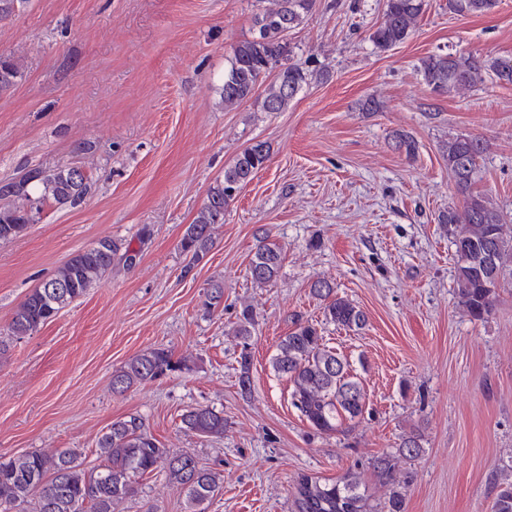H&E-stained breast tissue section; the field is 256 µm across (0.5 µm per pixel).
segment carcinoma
Here are the masks:
<instances>
[{"label": "carcinoma", "mask_w": 512, "mask_h": 512, "mask_svg": "<svg viewBox=\"0 0 512 512\" xmlns=\"http://www.w3.org/2000/svg\"><path fill=\"white\" fill-rule=\"evenodd\" d=\"M254 18L252 36L238 43L224 69L220 95L226 107L249 101L259 80L269 79L260 108L281 112L296 97L308 79L307 70L292 61L287 34L306 23L314 0H261ZM29 0H0V20L22 11ZM495 0H452L461 14L489 11ZM425 8V0H385L383 21L371 33L374 46L387 51L404 43ZM419 71L424 82L439 95H450L479 86L490 77L512 85V57L481 59L472 56L433 54L422 59ZM21 75L11 59H0V93L10 90ZM396 150L415 156L416 141L408 133L393 137ZM486 145L477 137L448 140L444 150L448 171L465 193L462 208L450 207L438 215V223L455 246L454 291L466 314L474 321L487 318L497 290L512 279V229L503 212L481 194L470 192ZM269 159L268 146L259 142L244 149L224 170L195 219L181 239V249L202 258L212 243L214 225L224 223V210L237 197L253 174ZM90 174L80 166L33 168L22 178L0 185V241H10L34 223L43 206L74 205L91 188ZM130 246H120L103 237L74 253L55 274L33 289L13 313L11 335L28 336L44 326L64 307L99 285L112 270L116 257L130 260ZM280 248L260 240L250 261L252 281L273 282L281 269ZM311 293L325 301V321L359 330L366 324L363 310L336 296L332 284L318 279ZM254 328L253 310L246 306L231 334L242 340L238 385L251 392L250 355L247 340ZM272 366L292 383L291 404L314 430L333 432L360 416L365 396L360 382L348 370V362L324 342L318 325L300 320L277 345ZM187 368L165 349H151L135 356L112 374V390L124 393L137 384L156 380L169 372ZM182 428L201 438L224 437V415L207 406L191 407L181 415ZM422 452L420 436L409 434L396 452H386L373 462L376 477L396 483L401 459L411 460ZM98 470L88 472L74 449L51 454L31 451L8 459L0 456V512H115V506L135 492V484L163 472L168 482L183 490L188 512H206V504L222 489L221 472L201 464L188 452L174 453L161 446L135 415L112 421L98 439ZM360 476L348 472L336 481L302 477L297 484L296 512H371L359 491ZM494 512H512V480L504 478L494 502Z\"/></svg>", "instance_id": "1"}]
</instances>
